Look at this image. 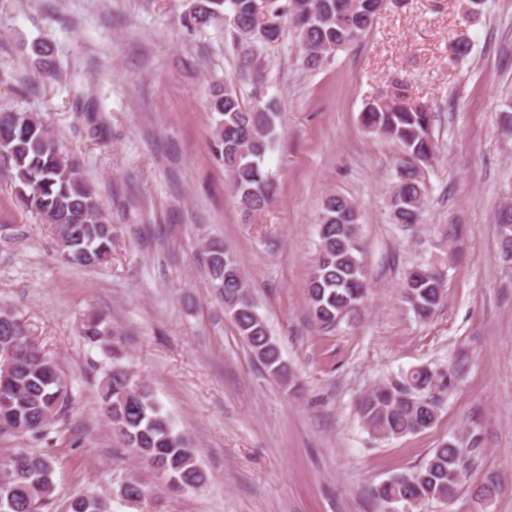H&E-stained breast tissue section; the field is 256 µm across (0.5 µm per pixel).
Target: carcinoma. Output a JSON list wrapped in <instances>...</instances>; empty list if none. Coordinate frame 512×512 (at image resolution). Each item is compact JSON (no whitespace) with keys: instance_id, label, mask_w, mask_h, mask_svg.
<instances>
[{"instance_id":"cac0c4a2","label":"carcinoma","mask_w":512,"mask_h":512,"mask_svg":"<svg viewBox=\"0 0 512 512\" xmlns=\"http://www.w3.org/2000/svg\"><path fill=\"white\" fill-rule=\"evenodd\" d=\"M383 9L382 0H192L182 17L190 31L228 19L238 35V68L253 81L254 102L246 104L232 84L213 85L209 105L216 114L211 149L224 167L228 185L249 221L270 205L275 185L264 168V157L277 137L279 113L264 101L261 50L282 41L286 26L297 34L302 64L315 71L360 40ZM362 125L398 148L391 196L392 223L420 222L426 203L423 169L433 160L435 115L427 105L410 101L406 85H396L364 103ZM0 164L12 172L18 201L42 216L52 228L63 259L73 265H101L112 255V224L80 163L67 156L36 113L0 111ZM320 250L305 284L312 316L324 329L355 313L368 291L361 258L359 212L349 198L326 197L318 218ZM205 264L211 286L224 301L225 313L255 358L267 372L288 381V366L279 346L258 314L250 287L236 256L221 242L207 245ZM446 288L443 265L411 266L402 297L421 319L440 306ZM82 336L112 359L104 376L99 403L114 433L125 447L168 478L174 489H196L206 482L196 454L175 433L169 417L154 401L149 387L136 380L122 363L123 350L112 327L98 315L82 325ZM450 375L426 367L405 372L396 385H379L360 398L356 413L378 440L420 432L435 408L430 392L447 387ZM67 380L55 359L45 352L16 316L0 312V434L47 438L70 404ZM465 461L460 448L445 442L426 461L399 481L380 484L374 495L386 503L397 495L416 501L453 499L459 490ZM8 483L0 486V512H46L52 505L54 459L23 450L0 465ZM146 495L138 481L120 493L127 501ZM65 512H108L107 503L86 494L72 497Z\"/></svg>"}]
</instances>
